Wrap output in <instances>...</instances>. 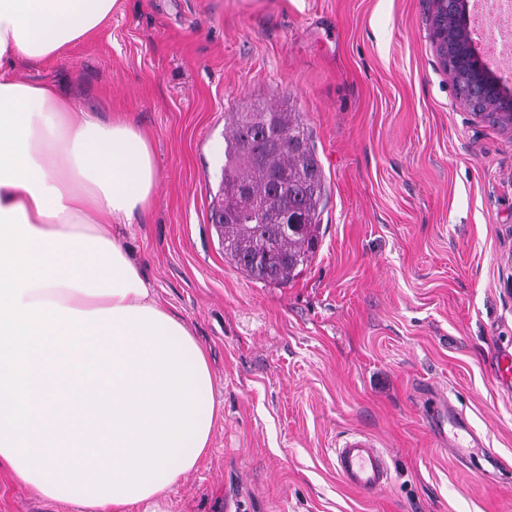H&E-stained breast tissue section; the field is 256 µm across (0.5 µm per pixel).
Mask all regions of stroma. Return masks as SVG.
Segmentation results:
<instances>
[{"instance_id":"stroma-1","label":"stroma","mask_w":512,"mask_h":512,"mask_svg":"<svg viewBox=\"0 0 512 512\" xmlns=\"http://www.w3.org/2000/svg\"><path fill=\"white\" fill-rule=\"evenodd\" d=\"M432 0H118L20 78L152 140L158 183L119 232L160 303L206 347L223 410L179 512H512V135L476 118L438 61ZM283 106L327 198L284 286L249 279L212 227L229 113ZM475 437L435 431L430 402ZM354 435L392 480L335 469ZM0 512H75L0 470ZM336 471L347 486L367 496L382 491L390 480L386 456L365 439L336 448Z\"/></svg>"}]
</instances>
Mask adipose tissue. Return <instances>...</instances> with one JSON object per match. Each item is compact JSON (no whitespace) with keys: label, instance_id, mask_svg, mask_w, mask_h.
<instances>
[{"label":"adipose tissue","instance_id":"obj_1","mask_svg":"<svg viewBox=\"0 0 512 512\" xmlns=\"http://www.w3.org/2000/svg\"><path fill=\"white\" fill-rule=\"evenodd\" d=\"M117 0H0V467L80 512H174L221 416L209 355L113 232L151 203L148 134L14 69Z\"/></svg>","mask_w":512,"mask_h":512}]
</instances>
